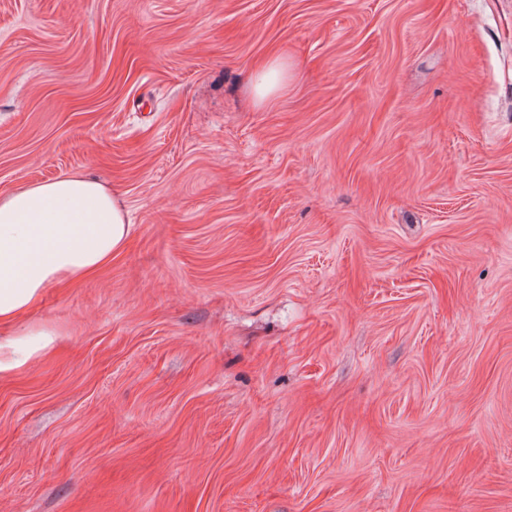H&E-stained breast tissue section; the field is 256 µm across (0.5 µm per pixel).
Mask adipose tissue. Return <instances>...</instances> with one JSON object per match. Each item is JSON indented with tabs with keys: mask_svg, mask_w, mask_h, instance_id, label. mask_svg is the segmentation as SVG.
Masks as SVG:
<instances>
[{
	"mask_svg": "<svg viewBox=\"0 0 512 512\" xmlns=\"http://www.w3.org/2000/svg\"><path fill=\"white\" fill-rule=\"evenodd\" d=\"M259 98L286 89L280 54L255 62ZM131 226L118 190L84 173H68L0 196V327L15 323L47 288L93 276L128 244Z\"/></svg>",
	"mask_w": 512,
	"mask_h": 512,
	"instance_id": "obj_1",
	"label": "adipose tissue"
}]
</instances>
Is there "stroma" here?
<instances>
[{"label": "stroma", "mask_w": 512, "mask_h": 512, "mask_svg": "<svg viewBox=\"0 0 512 512\" xmlns=\"http://www.w3.org/2000/svg\"><path fill=\"white\" fill-rule=\"evenodd\" d=\"M74 171L0 512H512V0H0V195ZM287 70L286 60L277 53L256 61L251 71L256 95L261 99H269L285 90L288 84Z\"/></svg>", "instance_id": "35a3bbf8"}]
</instances>
